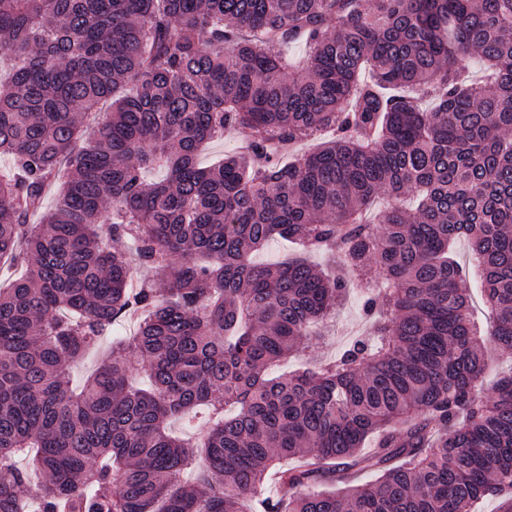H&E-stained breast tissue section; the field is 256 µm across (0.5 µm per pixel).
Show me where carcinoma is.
Segmentation results:
<instances>
[{"label":"carcinoma","instance_id":"obj_1","mask_svg":"<svg viewBox=\"0 0 512 512\" xmlns=\"http://www.w3.org/2000/svg\"><path fill=\"white\" fill-rule=\"evenodd\" d=\"M297 41L294 67L279 49ZM0 53V260L20 267L0 290V512L33 491L37 512H473L512 495V375L477 395L486 346L452 256L470 243L489 341L511 351L512 0H0ZM240 130L242 151L200 166ZM382 196L396 204L375 224ZM275 237L331 268L253 263ZM135 262L157 278L133 290ZM350 288L368 332L270 376ZM126 314L130 344L72 389L67 365ZM226 404L200 442L170 431ZM356 466L376 481L340 476Z\"/></svg>","mask_w":512,"mask_h":512}]
</instances>
